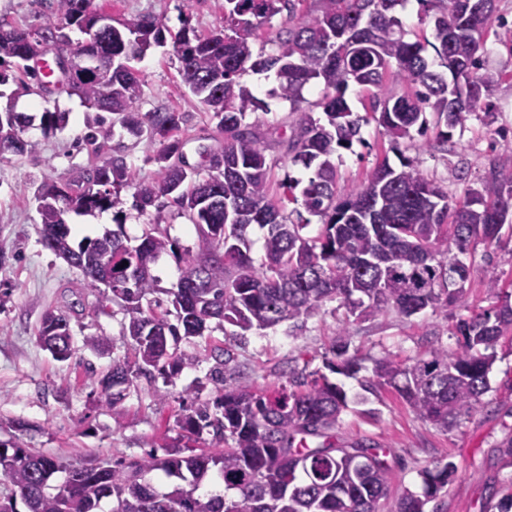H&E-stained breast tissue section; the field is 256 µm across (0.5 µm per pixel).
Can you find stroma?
Wrapping results in <instances>:
<instances>
[{"label": "stroma", "mask_w": 512, "mask_h": 512, "mask_svg": "<svg viewBox=\"0 0 512 512\" xmlns=\"http://www.w3.org/2000/svg\"><path fill=\"white\" fill-rule=\"evenodd\" d=\"M223 2L91 0L92 10L111 16L113 22L145 15L163 26L167 44L150 49L134 63L144 81L138 108L183 115L178 133L183 153L190 167L202 173L207 170L204 153L221 151L224 134L208 108L182 82L169 39L186 26L202 37L221 28ZM61 20L57 0H0V24L34 30ZM486 48L487 68L508 76L493 97L494 123L472 117L463 131L454 134L447 151L440 152L423 146L418 138L402 141L399 150H392L383 129L369 122L362 128V141L339 152L340 187L367 184L377 162L386 158L395 165L406 157L449 196L459 199L490 162L512 166V152L504 149L500 138L501 132H512V50L492 40ZM240 82L267 104L266 111L247 114L246 122L267 145L269 194L276 198L285 177L304 181L309 176L308 170L289 162L281 136L300 115L288 101L270 96L274 76L248 73ZM0 89L5 92L0 109L10 105L15 111L37 115L43 108L56 106L70 114L61 131L44 132L36 122L26 128L22 137L33 143L31 152L21 157L0 155L1 440L19 436L27 448L75 465L93 459L132 461L149 451L162 456L167 448L181 445L177 420L187 407L216 395L213 378L218 364L210 356L213 348L229 350L238 381L258 389L323 370L324 356L342 327L348 331L350 352L362 358L364 366L385 355L411 363L428 358L436 348L455 350L452 328L457 319L499 305V298L484 286L489 272L512 278V240L481 244L467 259L470 276L463 307L427 309L410 317L390 311L346 324L343 311L332 301L312 317L241 336L226 335L223 327L211 324L203 336L180 344L182 350L198 355L197 364L168 381L160 376L134 377L123 388L122 415L113 419L100 379L113 360L130 354L121 334L125 315L109 300L107 290L85 288L82 273L43 246L35 193L42 183L82 174L118 152L139 179L155 181L157 148L118 127L96 144H88L85 137L94 115L79 98L64 93L39 97L14 81ZM460 163L468 170L463 179L454 174ZM123 199L124 231L130 244H137L146 225L157 224L181 247H195V229L177 207L153 206L142 213L134 208L131 192H124ZM49 311L70 319L68 360L54 359L38 341V328ZM89 336L104 337L106 348H90L85 342ZM489 381L478 411L446 430L418 418L387 386L368 404L351 405L343 414L336 429L337 443L377 444L386 451L392 480L382 504L384 512L405 491L421 492V471L438 462L453 463L456 473L447 493L429 502L427 512H495L498 499L512 493V459L503 455L512 443V336L500 340ZM18 422L23 425L19 431L14 428Z\"/></svg>", "instance_id": "stroma-1"}]
</instances>
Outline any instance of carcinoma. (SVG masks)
Instances as JSON below:
<instances>
[{
  "instance_id": "cac0c4a2",
  "label": "carcinoma",
  "mask_w": 512,
  "mask_h": 512,
  "mask_svg": "<svg viewBox=\"0 0 512 512\" xmlns=\"http://www.w3.org/2000/svg\"><path fill=\"white\" fill-rule=\"evenodd\" d=\"M306 1L312 8L298 20L297 6ZM401 2L224 0V27L203 38L181 30L174 48L182 82L224 130V151L209 155L204 178L185 168L176 138L183 116L135 107L142 79L129 62L166 41L160 23L140 16L76 45L68 36L59 39L51 23L36 31L0 25V66L15 59L20 74L38 83L36 70L23 61L52 51L60 67V89L90 109L111 113L112 124L133 137L161 145L155 182L137 179L125 157L116 154L96 167L112 190L79 177L46 183L37 194L44 247L80 270L87 287L97 290L112 283V300L127 312L122 335L131 340L134 360L112 362L108 376L116 392L101 382L114 420L121 417L118 387L135 373L156 371L167 380L197 363L198 356L181 351L180 343L203 336L214 320L247 332L307 318L328 301L339 302L358 318L467 305L469 266L459 255L478 242H501L504 229L512 233V170L490 162L478 187L455 201L410 161L397 168L384 159L367 184L336 194V154L361 140L362 123L368 122L347 102L352 85L375 89L372 119L395 143L431 131L442 148L476 112L494 122L490 97L504 75L484 67L489 30L498 27L499 41L512 47V27L496 16L498 0H419L433 14L432 60L421 42L405 40L394 14ZM58 8L69 27L85 34L97 27L90 0H58ZM285 9L288 27L269 39L271 49H254V33ZM69 54L104 58L110 86L65 73L63 57ZM248 72L274 73L278 85L271 94L302 113L291 127L288 155L292 164L312 170V176L305 182L287 177L276 200L269 196L267 146L244 123L248 113L266 110L241 85ZM388 76L415 92L393 94L385 85ZM313 84L321 86L317 106L323 120L302 109L303 92ZM30 121L32 116L10 106L0 110V140ZM40 121L44 131L54 132L65 127L68 113L46 110ZM127 189L141 210L161 198L174 204L195 227L196 246L181 248L156 226L145 230L138 245H126L121 215ZM109 210L114 211V228L72 242L66 214ZM305 213L320 218L315 236L304 233L310 223ZM254 226L265 231L258 261L250 254L248 237ZM168 252L182 264L177 286L163 290L167 302L145 305L143 300L159 291L151 266ZM39 335L48 337L62 359L70 358L67 316L46 313ZM454 335L458 343L452 354L437 348L413 363L389 355L374 360L372 376L362 382L364 394L352 398L342 384L317 371L309 381L289 380L271 390L231 385L227 378L234 367L227 358L216 376L215 399L179 419L190 436L199 438L206 431L224 442L219 451L200 448L187 456L175 451L165 457L150 452L128 463L74 466L30 450L17 438L0 440V474L10 484L0 512H15L18 499L29 512H380L391 484V470L381 458L385 450L357 442L336 444L341 415L350 403H365L387 385L419 418L441 428L472 416L490 389L497 344L512 335V301L459 319ZM338 336L324 365L354 378L363 369L361 359L349 353L346 328ZM310 437L321 442L312 446ZM155 471L190 489L176 485L159 491L151 478ZM213 471L224 482V494L195 495ZM60 472L64 481L50 484ZM455 472L448 462L424 469L422 492L404 494L394 512H425ZM105 501L112 503L108 511L102 507Z\"/></svg>"
}]
</instances>
